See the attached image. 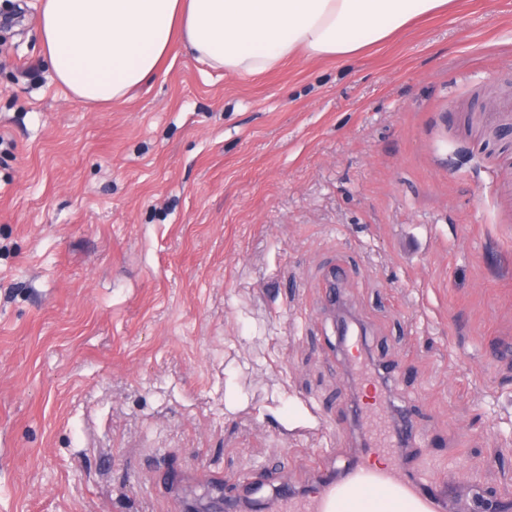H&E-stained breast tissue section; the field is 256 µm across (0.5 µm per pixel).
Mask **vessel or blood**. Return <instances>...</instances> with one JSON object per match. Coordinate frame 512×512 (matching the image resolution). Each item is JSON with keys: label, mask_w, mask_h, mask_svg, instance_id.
Listing matches in <instances>:
<instances>
[{"label": "vessel or blood", "mask_w": 512, "mask_h": 512, "mask_svg": "<svg viewBox=\"0 0 512 512\" xmlns=\"http://www.w3.org/2000/svg\"><path fill=\"white\" fill-rule=\"evenodd\" d=\"M375 391L374 425L395 417L397 433H376L360 455L342 468L317 469L309 491L283 485L278 512H453L456 490L417 470L411 461L416 424L408 413H393L384 376L367 375Z\"/></svg>", "instance_id": "vessel-or-blood-1"}]
</instances>
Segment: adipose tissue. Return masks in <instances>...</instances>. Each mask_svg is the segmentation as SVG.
Instances as JSON below:
<instances>
[{
    "instance_id": "obj_1",
    "label": "adipose tissue",
    "mask_w": 512,
    "mask_h": 512,
    "mask_svg": "<svg viewBox=\"0 0 512 512\" xmlns=\"http://www.w3.org/2000/svg\"><path fill=\"white\" fill-rule=\"evenodd\" d=\"M449 0H40L45 63L80 103H112L180 48L250 76L298 53L348 59Z\"/></svg>"
}]
</instances>
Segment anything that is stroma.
Instances as JSON below:
<instances>
[{
    "label": "stroma",
    "mask_w": 512,
    "mask_h": 512,
    "mask_svg": "<svg viewBox=\"0 0 512 512\" xmlns=\"http://www.w3.org/2000/svg\"><path fill=\"white\" fill-rule=\"evenodd\" d=\"M38 3L0 0V512H213L342 466L345 313L417 468L512 499V0L254 76L181 51L97 107Z\"/></svg>",
    "instance_id": "35a3bbf8"
}]
</instances>
